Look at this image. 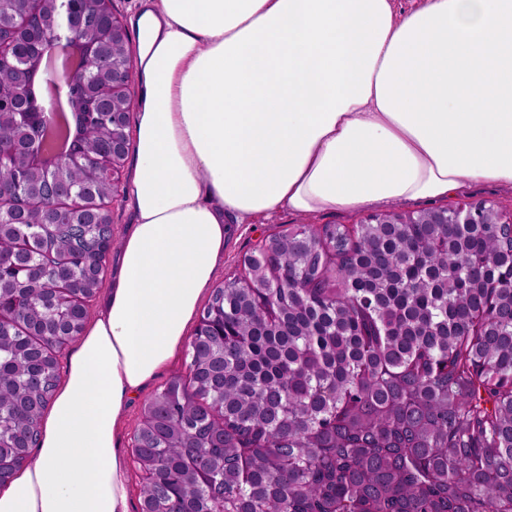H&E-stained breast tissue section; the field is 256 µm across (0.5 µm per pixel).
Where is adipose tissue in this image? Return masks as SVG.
I'll use <instances>...</instances> for the list:
<instances>
[{"mask_svg": "<svg viewBox=\"0 0 512 512\" xmlns=\"http://www.w3.org/2000/svg\"><path fill=\"white\" fill-rule=\"evenodd\" d=\"M130 24L133 219L0 512H130L117 422L234 226L512 187V0H136Z\"/></svg>", "mask_w": 512, "mask_h": 512, "instance_id": "ef3b65f1", "label": "adipose tissue"}]
</instances>
